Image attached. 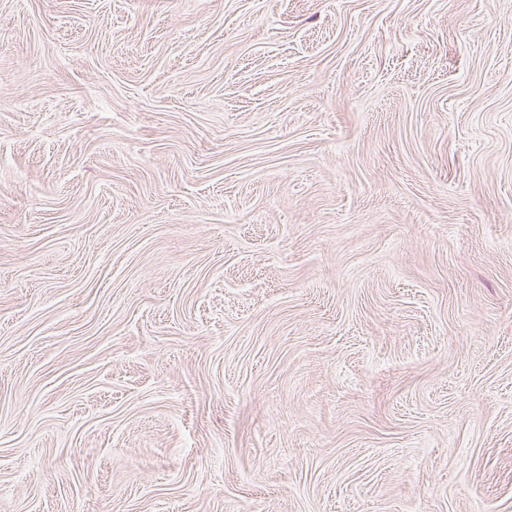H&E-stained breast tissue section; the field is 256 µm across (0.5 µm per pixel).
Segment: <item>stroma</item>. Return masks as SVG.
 I'll use <instances>...</instances> for the list:
<instances>
[{
    "mask_svg": "<svg viewBox=\"0 0 512 512\" xmlns=\"http://www.w3.org/2000/svg\"><path fill=\"white\" fill-rule=\"evenodd\" d=\"M0 512H512V0H0Z\"/></svg>",
    "mask_w": 512,
    "mask_h": 512,
    "instance_id": "1",
    "label": "stroma"
}]
</instances>
